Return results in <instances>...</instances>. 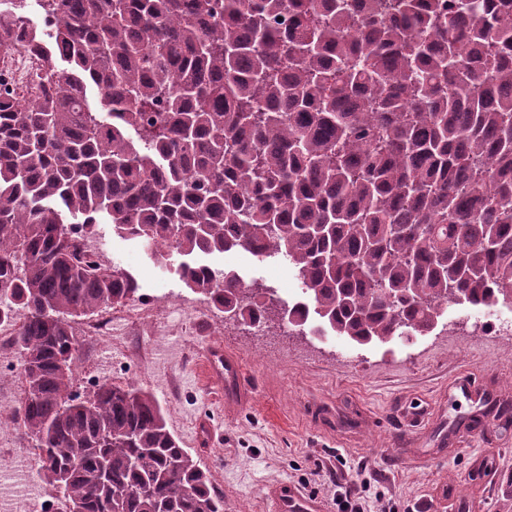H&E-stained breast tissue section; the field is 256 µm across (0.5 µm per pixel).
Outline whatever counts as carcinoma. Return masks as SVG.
Wrapping results in <instances>:
<instances>
[{"label":"carcinoma","instance_id":"1","mask_svg":"<svg viewBox=\"0 0 512 512\" xmlns=\"http://www.w3.org/2000/svg\"><path fill=\"white\" fill-rule=\"evenodd\" d=\"M0 322L12 421L68 512H224L157 399L74 389V323L138 297L105 219L224 319L358 346L512 296V0H0ZM95 86L98 103L88 100ZM283 258L307 314L198 260ZM0 73L8 82L28 87L35 79L36 59L22 46L4 49L0 55ZM15 327V322L0 323V360L2 361L8 360L18 363L19 357L14 345Z\"/></svg>","mask_w":512,"mask_h":512}]
</instances>
